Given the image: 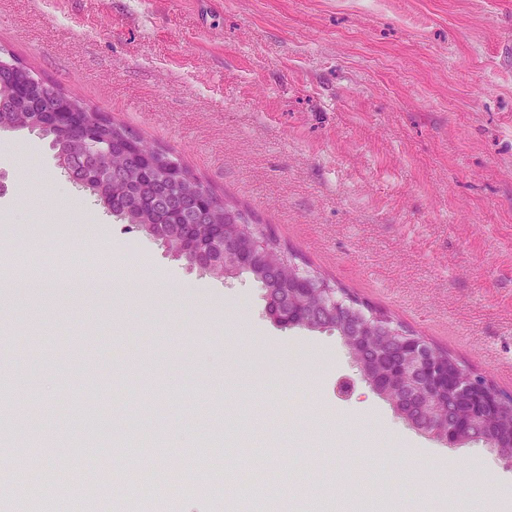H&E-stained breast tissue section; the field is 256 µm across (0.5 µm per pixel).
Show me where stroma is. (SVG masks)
<instances>
[{
	"instance_id": "35a3bbf8",
	"label": "stroma",
	"mask_w": 512,
	"mask_h": 512,
	"mask_svg": "<svg viewBox=\"0 0 512 512\" xmlns=\"http://www.w3.org/2000/svg\"><path fill=\"white\" fill-rule=\"evenodd\" d=\"M0 48L512 394V0H0ZM62 269L146 286L15 285ZM20 337L37 369L13 370ZM1 377L0 466L118 419L100 452L128 488L211 486L176 512H493L512 486V459L406 425L336 332L277 327L260 284L113 217L26 129L0 130Z\"/></svg>"
}]
</instances>
